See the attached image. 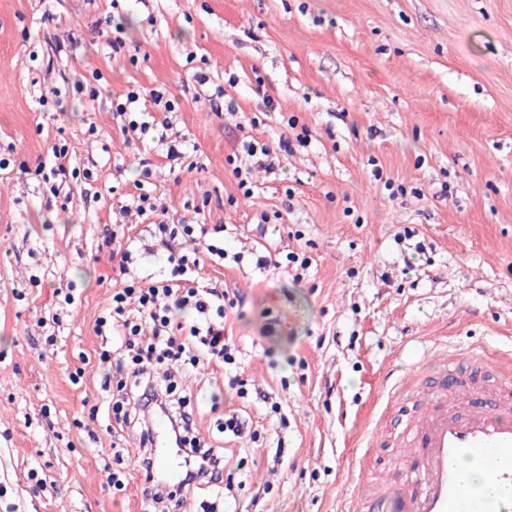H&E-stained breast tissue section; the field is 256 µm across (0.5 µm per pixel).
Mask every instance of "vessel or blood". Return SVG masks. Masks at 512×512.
Wrapping results in <instances>:
<instances>
[{"label":"vessel or blood","instance_id":"1","mask_svg":"<svg viewBox=\"0 0 512 512\" xmlns=\"http://www.w3.org/2000/svg\"><path fill=\"white\" fill-rule=\"evenodd\" d=\"M434 359L436 383L416 376L396 384L378 412L374 437L394 421L405 435L398 481L355 498L349 512H512V362L490 371L474 350ZM151 446L159 475L178 483L184 457L165 423L153 429ZM464 460L487 470L491 501L469 490Z\"/></svg>","mask_w":512,"mask_h":512}]
</instances>
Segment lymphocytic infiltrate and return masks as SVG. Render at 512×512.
Segmentation results:
<instances>
[{
  "label": "lymphocytic infiltrate",
  "mask_w": 512,
  "mask_h": 512,
  "mask_svg": "<svg viewBox=\"0 0 512 512\" xmlns=\"http://www.w3.org/2000/svg\"><path fill=\"white\" fill-rule=\"evenodd\" d=\"M150 97L153 105L166 111L160 120L142 110L140 101ZM173 100L163 93H143L128 89L112 103V112L122 122L126 144L151 141L167 160L186 158L187 140L175 131L169 112ZM271 150L262 140L243 141L241 151L227 155L231 173L239 188H247L254 166H269ZM47 197H59L71 182L93 185L99 179V163L88 159L77 163L66 140L48 145L46 155L33 171ZM127 204L120 211L128 224H147L154 250L164 251L171 266L169 273H150L127 278L133 260L134 239L118 243L117 233L105 239L110 258L116 259L124 281L112 291V305L95 320L97 335L111 338L116 353V392L112 413L119 426L137 432L139 452L136 467L144 475L145 500L160 504L173 498L174 490L202 489L220 481L226 465L223 450L193 433L194 412L186 397L177 395L176 376L183 371L209 365L229 370L235 364L238 347L226 336V323L241 300L227 289L217 287L203 275L206 265H223L224 227L220 224H172L164 220V209L146 189L143 181L134 185ZM199 236L202 248L188 256L175 251L179 238ZM164 418L176 448L189 463L177 489L159 477L150 447L151 432L157 418Z\"/></svg>",
  "instance_id": "obj_1"
}]
</instances>
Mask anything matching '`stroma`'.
I'll use <instances>...</instances> for the list:
<instances>
[{
  "label": "stroma",
  "mask_w": 512,
  "mask_h": 512,
  "mask_svg": "<svg viewBox=\"0 0 512 512\" xmlns=\"http://www.w3.org/2000/svg\"><path fill=\"white\" fill-rule=\"evenodd\" d=\"M116 25L126 47L113 56ZM97 72L95 102L72 93L37 112L35 84L73 89ZM132 82L176 97L171 120L196 147L189 171L155 158L170 220L223 225L225 249L243 256L208 273L244 298L232 371L247 398L225 400L207 366L178 385L198 437L226 414L246 420L226 446L232 491H189L174 512H347L360 483L399 476L390 446L359 463L391 370H433L437 340L512 358V0H0V148L18 163L0 170V512L148 510L137 436L101 388L112 343L93 330L112 297L106 228L154 158L112 116ZM267 96L308 141L254 168L247 198L225 158ZM296 128L269 118L257 134L274 146ZM56 138L100 160L101 200L74 183L65 205H47L29 171ZM291 252L310 259L298 281ZM266 253L280 267L256 268ZM69 283L79 297L45 345L39 322Z\"/></svg>",
  "instance_id": "obj_1"
}]
</instances>
